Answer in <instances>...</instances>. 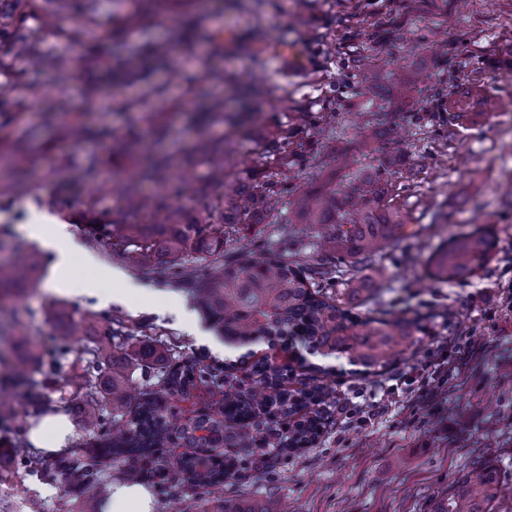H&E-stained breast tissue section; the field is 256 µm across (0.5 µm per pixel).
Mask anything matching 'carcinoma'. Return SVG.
Listing matches in <instances>:
<instances>
[{
	"instance_id": "1",
	"label": "carcinoma",
	"mask_w": 512,
	"mask_h": 512,
	"mask_svg": "<svg viewBox=\"0 0 512 512\" xmlns=\"http://www.w3.org/2000/svg\"><path fill=\"white\" fill-rule=\"evenodd\" d=\"M192 31L176 32L172 42L151 44L144 55L154 65H165L177 45L192 55L196 42ZM204 77L213 85L239 84L240 77L207 69ZM205 112L222 119L228 134L221 138L202 135L185 151L180 175H189L197 159L207 163V180L219 191L203 210L192 211L167 201L163 190L175 175L164 155L132 159L115 184L117 207L102 222L101 236L112 251L136 267H153L171 286L190 293L199 310L224 343L248 347L259 340L275 346L288 338L301 337L308 348L325 357H344L365 374L384 370L419 344L421 327L413 319L389 308L361 316L350 306L362 297H377L382 290L386 249L403 240H420L423 226H415L412 214L392 196L388 167L398 157L391 149L399 138L391 127H372L365 146L387 155L384 167L358 166L345 154L339 168H354L353 182L336 187V180L318 186L299 187L301 162L308 145L321 132V119L307 112L295 117L297 130L281 129L258 143V167L249 176L235 180L222 194L229 176L226 166L228 140L244 132L245 117L224 111V97L209 99ZM130 153L138 151V120H131L119 136ZM153 184L157 191L143 192ZM291 198L290 224H309L318 229V260L305 256L291 244L275 258L224 251V225L246 228L255 224L282 223L283 200ZM495 247L489 228L452 232L441 240L424 262V275L435 284L459 283L472 277ZM195 254L204 264L188 267L184 257ZM360 264L368 270L346 289L348 301L336 300V280ZM42 261L26 245L11 247L7 264H0V302L18 297L39 281ZM45 321L53 329L49 348L35 341L36 330L17 311L10 314V339L16 370L22 378L25 398L23 416L36 418L47 410L76 414L88 435L104 440L92 451L71 448L63 455L42 452L20 454L10 477L34 478L51 484L62 477L71 493H80L105 480L101 464L107 456L132 457L139 465L124 471L125 479H141L142 467L162 463L165 487L185 482L209 491L232 479L238 470L234 456H224L217 468L208 459L189 454L165 460V450L178 436L188 448H249L266 465L277 461L279 448L293 450L314 441L324 425V416L293 417L312 404L326 401L319 383L326 370L311 365L304 388L289 390L277 365L257 361L245 365L248 351L236 361H216L203 355L179 363L176 350L153 333L150 324L132 323L122 316L87 312L74 317L65 303H50ZM89 336L104 341L84 348L81 373L71 385L83 391V402L66 397L59 386L58 400L48 390L56 384L75 346ZM140 370L145 385L133 391L131 369ZM244 370V377L236 371ZM219 391L217 410L190 422H179L176 403L195 382ZM174 512H283L272 499L264 502L172 498ZM499 489L492 473L472 467L464 480L441 501L436 512H496Z\"/></svg>"
}]
</instances>
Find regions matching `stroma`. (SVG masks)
I'll use <instances>...</instances> for the list:
<instances>
[{
	"label": "stroma",
	"mask_w": 512,
	"mask_h": 512,
	"mask_svg": "<svg viewBox=\"0 0 512 512\" xmlns=\"http://www.w3.org/2000/svg\"><path fill=\"white\" fill-rule=\"evenodd\" d=\"M130 10L138 30L122 23ZM197 37L224 31L206 65L250 77L255 91L249 137L232 138L234 174L256 165L255 143L291 117L278 98L324 116L325 135L308 156L301 185L326 180L331 154L355 151L363 129L408 126L416 134L402 146L390 181L396 201L427 225L423 245L390 246L381 261L385 301L426 327L417 349L392 367L352 375L346 359L309 356L329 369L324 385L342 413L308 447L275 467L255 461L250 450L232 449L243 463L224 484L225 499H279L287 512H435L449 489L472 465L489 468L501 487L498 512H512V0H46L17 26L12 44L0 47V244L29 243L43 261L42 277L54 274L53 255L22 227L51 216L69 225L83 248L72 259L75 277L92 279L107 301L62 293L70 312L92 311L146 322L175 339L181 358L210 352L224 359V341L200 311L180 322L161 314L185 293L164 288L149 268L129 267L90 226L92 214L112 210V192L89 195L86 172L97 161L101 180L112 177L116 150L110 135L74 143L71 121L122 131L137 112H160L153 131L158 150L178 151L207 129L199 105L208 93L200 68L187 69L182 103L138 97L131 107L90 112L78 90L87 63L105 56L143 68L144 43L169 35L172 25L196 19ZM41 64L26 66L28 51ZM73 59L56 67L60 53ZM389 59L376 87L361 82L371 57ZM411 81L414 101L394 95L397 79ZM68 99L72 110L47 117L43 101ZM28 156L27 190L13 192L10 160ZM450 212L457 229L492 226L496 248L466 281L434 284L423 264L440 241L430 226L436 210ZM42 284L21 299L26 320L49 342L44 309L53 293ZM37 492L44 512H101L110 490L92 487L70 499L61 483H2L0 495L22 500Z\"/></svg>",
	"instance_id": "1"
}]
</instances>
